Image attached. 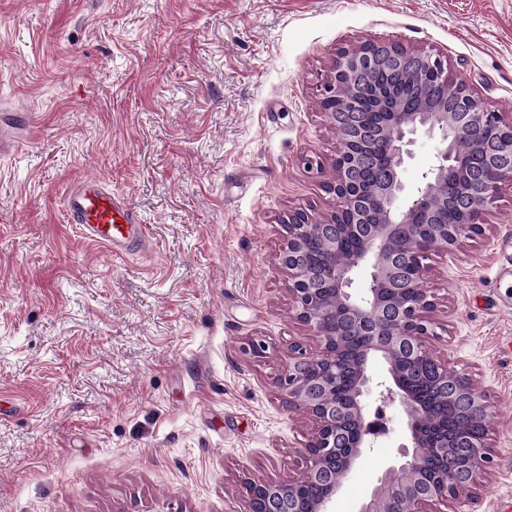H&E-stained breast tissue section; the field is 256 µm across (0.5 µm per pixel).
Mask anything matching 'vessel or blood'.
I'll return each mask as SVG.
<instances>
[{
    "instance_id": "b4317fda",
    "label": "vessel or blood",
    "mask_w": 512,
    "mask_h": 512,
    "mask_svg": "<svg viewBox=\"0 0 512 512\" xmlns=\"http://www.w3.org/2000/svg\"><path fill=\"white\" fill-rule=\"evenodd\" d=\"M63 206L68 223L83 237L126 257L147 251L152 236L127 196L99 180H82L68 191Z\"/></svg>"
}]
</instances>
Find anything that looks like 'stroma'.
Masks as SVG:
<instances>
[{"label":"stroma","mask_w":512,"mask_h":512,"mask_svg":"<svg viewBox=\"0 0 512 512\" xmlns=\"http://www.w3.org/2000/svg\"><path fill=\"white\" fill-rule=\"evenodd\" d=\"M361 37L446 55L512 118V0H0V131L17 139L0 158V512H246L244 479L300 475L312 424L277 380L317 340L279 248L290 211L333 207L320 89ZM88 177L127 194L154 252L115 258L67 223ZM486 221L430 257L424 287L434 355L489 397L490 478L427 512H512V184ZM378 414L333 512L409 440L399 403Z\"/></svg>","instance_id":"obj_1"}]
</instances>
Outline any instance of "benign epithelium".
I'll return each instance as SVG.
<instances>
[{"mask_svg": "<svg viewBox=\"0 0 512 512\" xmlns=\"http://www.w3.org/2000/svg\"><path fill=\"white\" fill-rule=\"evenodd\" d=\"M379 68H408L423 83L451 88L455 98L424 100L414 112L389 108L383 90L362 84L365 73ZM320 107L341 143L326 185L335 205L318 220L302 209L288 213L280 253L297 319L313 332L319 352L288 348L278 385L282 404L307 417L313 431L300 451V476L243 484L247 512H300L301 499L313 486L320 499L311 512H330L377 434L365 412L376 356L389 364L393 386L387 391L406 415L410 442L399 448L398 462L378 478L358 512H424L432 502L471 497L492 463L489 405L484 390L450 371L428 348L437 301L422 288L428 276L424 261L433 253L452 254L490 228L484 217L500 186L512 181V121L475 96L444 56L375 38L336 53ZM419 135L436 140V163L406 202L402 171ZM459 140L471 148L455 147ZM377 170L385 177L374 185L364 180ZM450 174L457 183L458 224L441 221L448 199L438 188ZM315 224L323 256L313 266L305 256ZM362 268L369 284L355 297L353 275ZM410 374L423 378L456 415L454 446L432 483L424 479L428 454L422 434L429 414L406 386ZM346 376L353 386L344 391Z\"/></svg>", "mask_w": 512, "mask_h": 512, "instance_id": "7a95c632", "label": "benign epithelium"}]
</instances>
